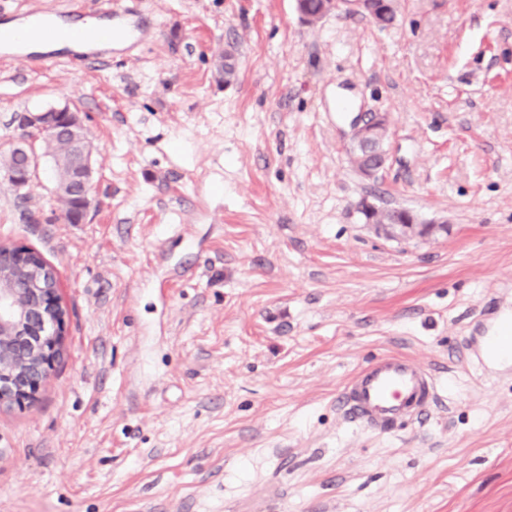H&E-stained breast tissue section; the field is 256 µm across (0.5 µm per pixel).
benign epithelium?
Segmentation results:
<instances>
[{
    "mask_svg": "<svg viewBox=\"0 0 512 512\" xmlns=\"http://www.w3.org/2000/svg\"><path fill=\"white\" fill-rule=\"evenodd\" d=\"M343 5L351 6L354 12L378 25L386 24V19L395 15V0H322L321 10L314 16L304 14L302 0H297L298 12L309 24ZM21 124L46 137L69 135L84 141L81 118L68 107L26 113L21 117ZM388 127L390 120L386 112L362 114L353 121L347 153L378 156L376 162L356 165L366 178L375 177L386 163L384 145ZM92 177V165L87 158L77 172L84 212L91 205ZM447 224L446 220H423L410 212L402 224H378L376 228L388 238L401 239L430 237L447 230ZM32 255L30 247L0 244V409L22 408L34 402L64 351L65 310L57 284L49 288L22 286V276L34 271Z\"/></svg>",
    "mask_w": 512,
    "mask_h": 512,
    "instance_id": "7a95c632",
    "label": "benign epithelium"
}]
</instances>
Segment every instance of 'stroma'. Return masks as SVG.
Returning a JSON list of instances; mask_svg holds the SVG:
<instances>
[{
  "instance_id": "35a3bbf8",
  "label": "stroma",
  "mask_w": 512,
  "mask_h": 512,
  "mask_svg": "<svg viewBox=\"0 0 512 512\" xmlns=\"http://www.w3.org/2000/svg\"><path fill=\"white\" fill-rule=\"evenodd\" d=\"M146 38L96 65L0 64L25 112H80L94 203L0 179V244L58 275L65 351L0 411V512H512V0H398L386 27L295 0H123ZM391 115L360 177L354 113ZM444 218L389 239L363 199ZM400 353L438 401L364 429L347 379ZM500 334L501 333L496 330L492 335L484 337V346L480 357L481 363L494 364V362L502 358V352L505 347H511L512 359V336Z\"/></svg>"
}]
</instances>
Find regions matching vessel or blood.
Returning a JSON list of instances; mask_svg holds the SVG:
<instances>
[{
  "mask_svg": "<svg viewBox=\"0 0 512 512\" xmlns=\"http://www.w3.org/2000/svg\"><path fill=\"white\" fill-rule=\"evenodd\" d=\"M75 0H67L61 9H35L22 12L24 37L15 40L0 37V62H22L30 71L57 63V55L33 51L32 45L45 40L68 42L71 58L96 63L112 56L117 44L133 46L141 42V22L120 0H108L101 9L100 23L82 27H59V18L81 17ZM512 338L500 333L485 337L480 360L491 364L501 359ZM437 398V382L418 360L390 354L369 362L357 370L336 398V407L349 420L380 431L406 422L426 419Z\"/></svg>",
  "mask_w": 512,
  "mask_h": 512,
  "instance_id": "1",
  "label": "vessel or blood"
}]
</instances>
